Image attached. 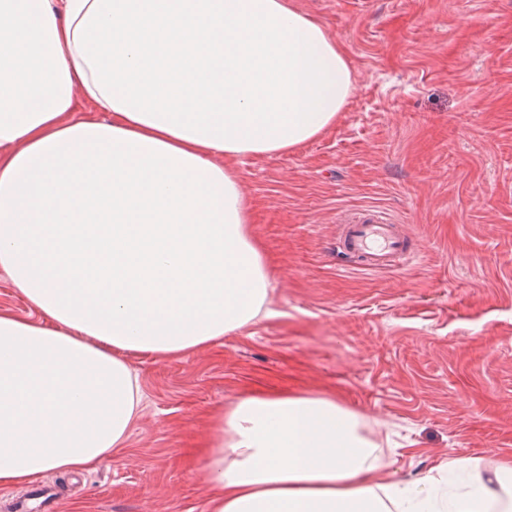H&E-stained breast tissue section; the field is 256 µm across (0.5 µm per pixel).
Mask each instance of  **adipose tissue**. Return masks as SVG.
I'll return each instance as SVG.
<instances>
[{"label":"adipose tissue","mask_w":512,"mask_h":512,"mask_svg":"<svg viewBox=\"0 0 512 512\" xmlns=\"http://www.w3.org/2000/svg\"><path fill=\"white\" fill-rule=\"evenodd\" d=\"M351 91L290 0H0V269L36 312H0V488L125 448L128 355L270 317L230 162L316 138ZM376 449L335 399L242 397L211 420L207 512H512L511 457L404 484L378 479Z\"/></svg>","instance_id":"adipose-tissue-1"}]
</instances>
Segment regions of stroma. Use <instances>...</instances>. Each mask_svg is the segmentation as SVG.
Masks as SVG:
<instances>
[{"mask_svg":"<svg viewBox=\"0 0 512 512\" xmlns=\"http://www.w3.org/2000/svg\"><path fill=\"white\" fill-rule=\"evenodd\" d=\"M292 2L354 90L320 137L235 164L275 315L204 351L132 356L142 417L57 512H206L211 417L256 391L336 398L383 479L512 456V0ZM360 207L398 218L417 259L340 265L336 218Z\"/></svg>","mask_w":512,"mask_h":512,"instance_id":"stroma-1","label":"stroma"}]
</instances>
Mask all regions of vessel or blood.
I'll use <instances>...</instances> for the list:
<instances>
[{
    "mask_svg": "<svg viewBox=\"0 0 512 512\" xmlns=\"http://www.w3.org/2000/svg\"><path fill=\"white\" fill-rule=\"evenodd\" d=\"M342 234L338 247L355 268L384 271L411 260L415 247L402 227L386 213L361 208L338 218Z\"/></svg>",
    "mask_w": 512,
    "mask_h": 512,
    "instance_id": "vessel-or-blood-1",
    "label": "vessel or blood"
}]
</instances>
